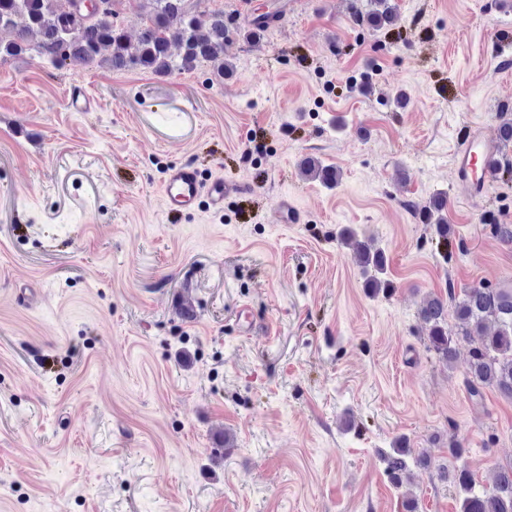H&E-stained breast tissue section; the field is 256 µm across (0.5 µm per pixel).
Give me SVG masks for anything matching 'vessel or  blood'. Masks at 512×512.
Instances as JSON below:
<instances>
[{"label": "vessel or blood", "mask_w": 512, "mask_h": 512, "mask_svg": "<svg viewBox=\"0 0 512 512\" xmlns=\"http://www.w3.org/2000/svg\"><path fill=\"white\" fill-rule=\"evenodd\" d=\"M493 149L494 145L488 137L475 135L456 154L457 176L470 186L473 193H480L495 177L490 166ZM240 191L239 184L220 177L203 181L195 168L184 164L167 170L161 195L167 213L181 214L192 210L202 198L207 199L211 208L223 209L225 197Z\"/></svg>", "instance_id": "b4317fda"}]
</instances>
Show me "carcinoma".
Returning a JSON list of instances; mask_svg holds the SVG:
<instances>
[{
  "instance_id": "cac0c4a2",
  "label": "carcinoma",
  "mask_w": 512,
  "mask_h": 512,
  "mask_svg": "<svg viewBox=\"0 0 512 512\" xmlns=\"http://www.w3.org/2000/svg\"><path fill=\"white\" fill-rule=\"evenodd\" d=\"M146 8L144 26L133 44L113 11L111 18L100 19L82 13L77 0H0V29L13 33L11 40L0 42V58L33 49L39 58L58 67L76 59L113 70L139 67L159 75L191 71L203 62L211 63L219 74L231 70L224 60L230 34L224 14H213L205 21L186 7L185 0H146ZM352 16L358 23L377 28L390 27L398 18L390 0H367L364 6L355 3ZM18 17L23 23L16 22ZM174 44L180 51L176 59L170 53ZM303 168L328 187L339 183L340 171L314 158L306 159ZM447 204V197L438 194L424 210V221L444 241L451 231L444 215ZM353 260L367 288L374 292L389 288L390 282L383 278V252L373 241L357 244ZM454 314L455 333L448 330V301L434 297L422 304L419 316L428 326L429 350L449 366L459 339L471 340L474 346L466 380L469 394L479 397L481 387L491 385L512 399V289L470 288L455 303ZM383 461L390 477L400 483L409 462L421 459L401 443L385 453ZM447 477L461 493L460 512H512V467L498 471L490 489H476L475 479L465 468L455 469Z\"/></svg>"
}]
</instances>
